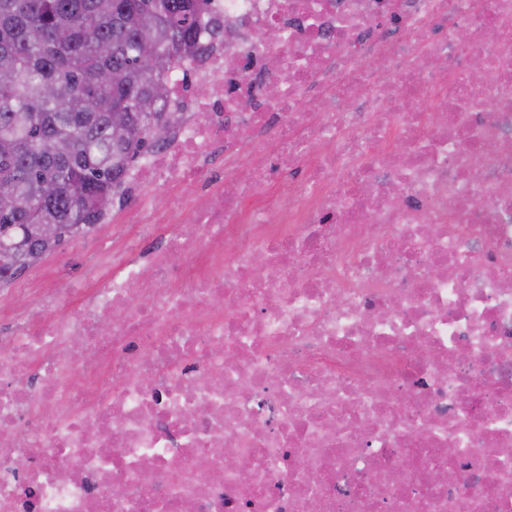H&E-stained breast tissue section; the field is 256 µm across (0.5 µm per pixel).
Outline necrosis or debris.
Instances as JSON below:
<instances>
[{
	"instance_id": "1",
	"label": "necrosis or debris",
	"mask_w": 512,
	"mask_h": 512,
	"mask_svg": "<svg viewBox=\"0 0 512 512\" xmlns=\"http://www.w3.org/2000/svg\"><path fill=\"white\" fill-rule=\"evenodd\" d=\"M196 43L126 179L172 232L0 340V512H512V0H209Z\"/></svg>"
}]
</instances>
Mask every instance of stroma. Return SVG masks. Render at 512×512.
Returning <instances> with one entry per match:
<instances>
[{"mask_svg":"<svg viewBox=\"0 0 512 512\" xmlns=\"http://www.w3.org/2000/svg\"><path fill=\"white\" fill-rule=\"evenodd\" d=\"M144 196L150 197L153 205L158 207L168 200L166 190L143 187L124 201L112 203L104 221L93 231L72 238L19 277L15 290L7 293V300L16 307L38 306L39 299L30 289L46 281L57 290L53 310L59 316L65 314L75 300V288L105 281L109 270L103 260L122 240H135L138 256L147 258L163 244L168 228L164 225L149 228L140 224L139 204Z\"/></svg>","mask_w":512,"mask_h":512,"instance_id":"1","label":"stroma"}]
</instances>
